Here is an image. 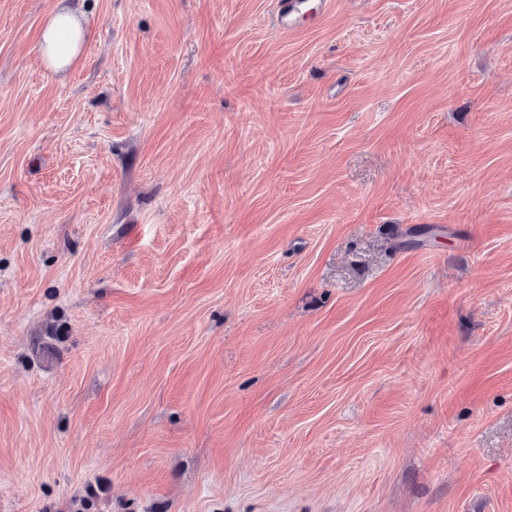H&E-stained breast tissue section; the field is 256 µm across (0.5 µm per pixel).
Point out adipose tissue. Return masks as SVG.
<instances>
[{
	"label": "adipose tissue",
	"mask_w": 512,
	"mask_h": 512,
	"mask_svg": "<svg viewBox=\"0 0 512 512\" xmlns=\"http://www.w3.org/2000/svg\"><path fill=\"white\" fill-rule=\"evenodd\" d=\"M83 29L72 6H59L46 20L41 33L42 56L54 71L72 66L79 59Z\"/></svg>",
	"instance_id": "ef3b65f1"
}]
</instances>
